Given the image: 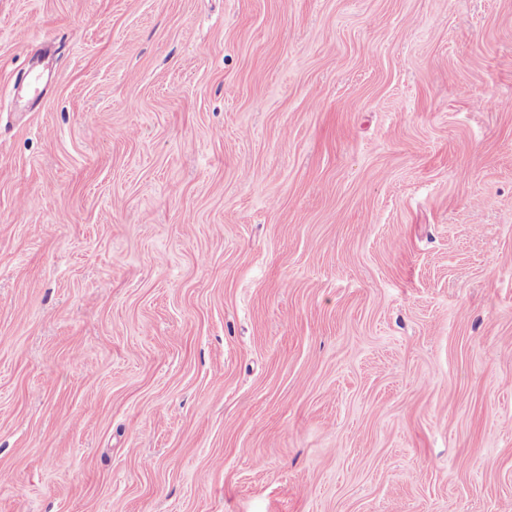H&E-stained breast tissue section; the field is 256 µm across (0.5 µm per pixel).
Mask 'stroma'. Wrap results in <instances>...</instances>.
I'll use <instances>...</instances> for the list:
<instances>
[{"instance_id": "stroma-1", "label": "stroma", "mask_w": 512, "mask_h": 512, "mask_svg": "<svg viewBox=\"0 0 512 512\" xmlns=\"http://www.w3.org/2000/svg\"><path fill=\"white\" fill-rule=\"evenodd\" d=\"M508 502L512 0H0V512Z\"/></svg>"}]
</instances>
